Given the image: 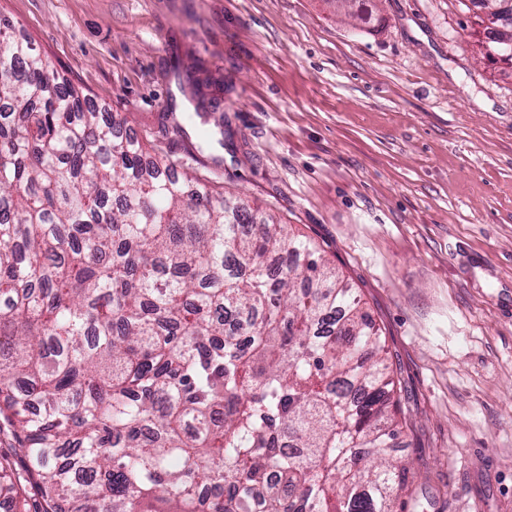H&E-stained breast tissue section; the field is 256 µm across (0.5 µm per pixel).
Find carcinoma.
I'll use <instances>...</instances> for the list:
<instances>
[{"label": "carcinoma", "instance_id": "cac0c4a2", "mask_svg": "<svg viewBox=\"0 0 512 512\" xmlns=\"http://www.w3.org/2000/svg\"><path fill=\"white\" fill-rule=\"evenodd\" d=\"M0 29V499L396 512L418 473L377 327L317 244L88 108ZM23 453L25 474L12 456Z\"/></svg>", "mask_w": 512, "mask_h": 512}]
</instances>
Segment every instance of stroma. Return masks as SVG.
Returning <instances> with one entry per match:
<instances>
[{
    "instance_id": "1",
    "label": "stroma",
    "mask_w": 512,
    "mask_h": 512,
    "mask_svg": "<svg viewBox=\"0 0 512 512\" xmlns=\"http://www.w3.org/2000/svg\"><path fill=\"white\" fill-rule=\"evenodd\" d=\"M0 0L124 133L312 238L408 397L406 512H512V66L470 0ZM202 60L224 141L173 66Z\"/></svg>"
}]
</instances>
